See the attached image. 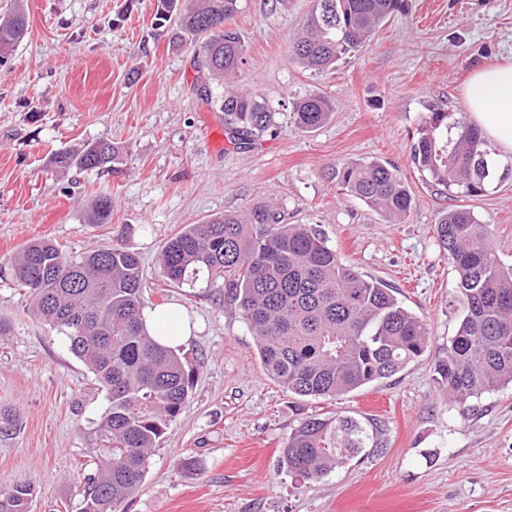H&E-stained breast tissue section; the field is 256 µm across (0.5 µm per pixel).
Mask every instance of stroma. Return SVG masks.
Wrapping results in <instances>:
<instances>
[{
	"instance_id": "obj_1",
	"label": "stroma",
	"mask_w": 512,
	"mask_h": 512,
	"mask_svg": "<svg viewBox=\"0 0 512 512\" xmlns=\"http://www.w3.org/2000/svg\"><path fill=\"white\" fill-rule=\"evenodd\" d=\"M313 0H239L238 88L277 105L276 125L237 145L203 78L195 48L170 42L157 0H24L29 35L0 65V489L31 482L33 512H80L96 458L90 430L107 405L62 334L30 309L10 259L45 237L81 254L119 243L138 252L145 294L177 303L194 331L180 354L193 386L124 512H512V388L472 400L468 415L434 379L460 320L458 274L435 240L440 210L463 205L490 225L512 262V175L455 198L411 163L429 106L465 111L479 67L512 63V0H405L371 40L315 73L294 63L292 38ZM332 100L312 133L288 126L295 98ZM109 137L128 144L116 171H60L52 154ZM390 161L413 196L391 224L336 184L337 164ZM112 221L86 217L98 194ZM278 204L285 223L320 226L344 263L397 288L425 320L427 352L395 376L327 400L302 398L264 370L256 338L224 300L223 280H165L160 251L178 229L253 203ZM332 412L374 420L381 446L324 479L279 468L292 430ZM196 462L186 469L184 460Z\"/></svg>"
}]
</instances>
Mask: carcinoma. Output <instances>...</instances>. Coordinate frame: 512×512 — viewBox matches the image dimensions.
<instances>
[{
	"instance_id": "1",
	"label": "carcinoma",
	"mask_w": 512,
	"mask_h": 512,
	"mask_svg": "<svg viewBox=\"0 0 512 512\" xmlns=\"http://www.w3.org/2000/svg\"><path fill=\"white\" fill-rule=\"evenodd\" d=\"M403 0H315L293 39L294 60L322 73L363 48ZM238 0H158L161 27L176 18V40L201 42L211 78L233 81L243 64L242 34L229 26ZM28 33L16 3L0 16V58ZM225 124L251 137L274 126L276 108L261 95L229 88L219 100ZM334 106L324 95L290 102L289 124L300 133L324 126ZM487 142L460 113L437 106L422 117L410 152L431 183L454 194L478 196L492 177ZM130 155L106 137L53 157L61 169H108ZM348 195L392 224L409 216L413 196L388 161L349 162L336 169ZM112 199L98 196L88 223L107 224ZM435 234L458 274L459 327L434 366L437 384L461 412L469 401L512 386V266L491 244L490 225L459 205L440 213ZM205 272L224 280L227 300L256 336L267 373L289 392L334 398L388 379L428 348L426 323L404 306L394 289L340 259L321 230L284 224L267 202L245 213H226L186 224L164 244L161 273L182 285ZM13 277L27 290L33 312L64 335L107 393L94 431L96 468L85 476L80 512H121L140 486L150 456L182 413L192 387L176 349L145 331L141 260L119 246L79 255L49 238L31 241L15 258ZM378 447L377 424L352 416L304 418L282 448L280 468L303 482L330 475L368 448ZM34 486L0 492V512H32Z\"/></svg>"
}]
</instances>
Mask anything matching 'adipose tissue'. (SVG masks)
I'll return each instance as SVG.
<instances>
[{
	"label": "adipose tissue",
	"instance_id": "obj_1",
	"mask_svg": "<svg viewBox=\"0 0 512 512\" xmlns=\"http://www.w3.org/2000/svg\"><path fill=\"white\" fill-rule=\"evenodd\" d=\"M464 99L472 123L489 145L491 159L512 154V63L476 70L465 86ZM142 321L148 334L166 346L180 347L192 336L189 318L177 303L144 310Z\"/></svg>",
	"mask_w": 512,
	"mask_h": 512
}]
</instances>
